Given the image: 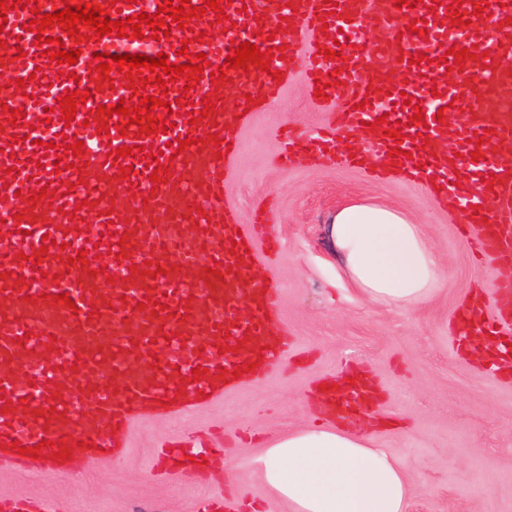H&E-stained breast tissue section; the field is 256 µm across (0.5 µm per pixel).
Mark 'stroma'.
<instances>
[{"instance_id": "35a3bbf8", "label": "stroma", "mask_w": 512, "mask_h": 512, "mask_svg": "<svg viewBox=\"0 0 512 512\" xmlns=\"http://www.w3.org/2000/svg\"><path fill=\"white\" fill-rule=\"evenodd\" d=\"M297 46L273 103L238 132L241 153L224 182V200L244 224L257 206L266 208L267 231L283 250L259 267L277 281L282 321L307 362L240 386L191 416L141 421L122 458L83 464L80 479L44 476L36 464L21 473L0 466V498H39L58 512H196L197 500L218 494L220 484L178 469L162 478L153 473L158 443L189 429L233 441L230 463L214 467L230 466L240 496L263 501V512H291L257 473L259 441L309 422L304 395L348 358L370 372L380 391L383 422L373 429L374 445L408 472L410 512H512V380L491 376L452 347L448 332L472 292L481 293L482 308L498 311L499 273L472 254L460 210L439 204L424 185L329 162L277 164L282 125L309 132L327 118V106L314 103L305 87L310 42ZM360 197L408 212L440 256L446 280L418 309L394 313L369 304L329 253L324 224L338 205Z\"/></svg>"}]
</instances>
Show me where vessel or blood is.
<instances>
[{
    "mask_svg": "<svg viewBox=\"0 0 512 512\" xmlns=\"http://www.w3.org/2000/svg\"><path fill=\"white\" fill-rule=\"evenodd\" d=\"M117 21L155 14L163 0H93ZM283 14H263L259 0H233L225 21L215 13L188 18L168 37L140 40L107 34L89 39L52 26L49 34L66 47L79 49L77 64L57 65L43 56L36 35L24 28L31 10L6 13L0 30V466L22 467L28 451L38 448L44 473L64 477L68 459L109 461L124 455L134 424L151 414L183 417L206 400L222 398L237 386L264 380L282 370L293 346L287 330L271 334L278 323L279 288L271 279L243 280L260 257L281 249L278 238L263 234L264 213L240 225L237 211L221 201L224 175L238 152L233 145L241 122L223 108L228 85L261 100L278 85L259 65L227 70V83L203 77L183 91L181 82L166 87L130 89V81L114 74L112 83L78 105L71 124L56 112L57 97L88 88L93 54L166 53L170 62L185 64L188 55L205 54L212 66L223 65L231 43L255 42L259 51L285 47L287 30L312 33L321 50L307 69L309 89L318 82L334 110L317 132L302 137L292 127L279 133L280 163L300 166L321 157L337 165L361 163L362 152L338 150L336 133L360 128L385 117L386 125L369 132L372 154L401 147L397 168L410 179L442 186L463 208L474 253L497 270L512 271V165L496 163L500 146L512 147V0H464L459 11L468 19L462 32L447 26L452 0H420L415 7H396L395 0H290ZM483 14H475V7ZM426 19L428 36L410 33L404 39L374 43L363 50L361 29L378 27L398 16ZM347 27H339V20ZM201 41H192V33ZM273 40H266V33ZM344 42V70L324 50ZM491 43L483 59L467 58L456 69L457 83L439 80L442 57L451 48ZM415 44L424 53L421 65L409 63L401 48ZM75 79H68V72ZM186 94L188 106L177 105ZM168 95L172 109L155 108L167 133L97 135L106 115L98 105L112 106L130 96ZM211 96L215 110L204 113L202 99ZM368 108H361L362 100ZM423 106L424 122L407 125L415 106ZM450 107L454 126L438 122L437 110ZM22 109L25 125L12 126L11 109ZM401 129L402 140L389 132ZM483 133L485 144L473 142ZM197 145H190V138ZM188 146L173 155L169 142ZM84 142L73 154L70 144ZM152 145L154 162L168 167L164 181L153 182L141 157H120L115 148ZM480 151V161L470 159ZM64 161L57 170L56 161ZM131 167L130 178L121 170ZM468 180L456 186V168ZM55 183L52 199H33V192ZM495 201L487 212L486 201ZM79 221H72L71 212ZM53 239L44 247V239ZM84 261H76L77 251ZM145 265L138 273L137 265ZM69 301H61V294ZM250 315L241 318V306ZM466 324L493 332L512 325V311L489 319L483 310L464 309ZM201 369L194 377L193 369ZM373 383L359 377L337 378L323 391L336 418L354 429L356 407L371 402ZM63 458H54V450ZM222 444L184 439L168 445L167 461L195 471L223 456ZM0 512H53L45 502L20 497L0 500Z\"/></svg>",
    "mask_w": 512,
    "mask_h": 512,
    "instance_id": "obj_1",
    "label": "vessel or blood"
}]
</instances>
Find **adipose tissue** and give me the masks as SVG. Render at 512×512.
<instances>
[{"instance_id":"ef3b65f1","label":"adipose tissue","mask_w":512,"mask_h":512,"mask_svg":"<svg viewBox=\"0 0 512 512\" xmlns=\"http://www.w3.org/2000/svg\"><path fill=\"white\" fill-rule=\"evenodd\" d=\"M333 254L370 303L393 312L428 302L445 279L422 225L369 199L337 209L327 226ZM268 490L292 512H408L409 476L399 459L325 421L265 440L256 458Z\"/></svg>"}]
</instances>
